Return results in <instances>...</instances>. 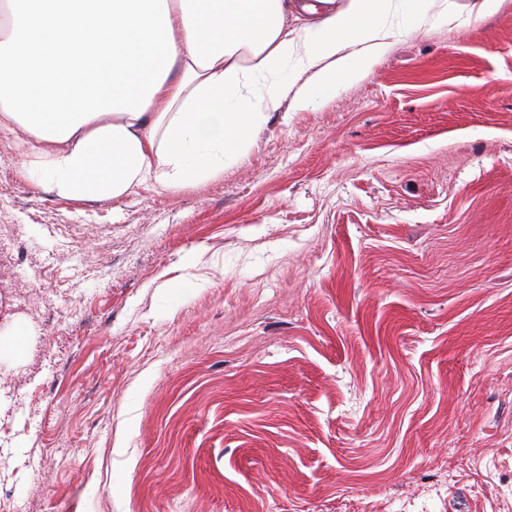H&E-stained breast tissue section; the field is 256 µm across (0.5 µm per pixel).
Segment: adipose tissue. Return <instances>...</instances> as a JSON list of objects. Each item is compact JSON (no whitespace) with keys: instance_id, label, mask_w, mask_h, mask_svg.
<instances>
[{"instance_id":"adipose-tissue-1","label":"adipose tissue","mask_w":512,"mask_h":512,"mask_svg":"<svg viewBox=\"0 0 512 512\" xmlns=\"http://www.w3.org/2000/svg\"><path fill=\"white\" fill-rule=\"evenodd\" d=\"M333 2L0 0V132L25 149L20 178L84 200L217 177L284 99L304 111L367 77L430 6Z\"/></svg>"}]
</instances>
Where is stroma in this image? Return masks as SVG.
I'll return each mask as SVG.
<instances>
[{
	"label": "stroma",
	"mask_w": 512,
	"mask_h": 512,
	"mask_svg": "<svg viewBox=\"0 0 512 512\" xmlns=\"http://www.w3.org/2000/svg\"><path fill=\"white\" fill-rule=\"evenodd\" d=\"M447 3L186 188L62 199L0 136L1 501L512 512V0Z\"/></svg>",
	"instance_id": "obj_1"
}]
</instances>
